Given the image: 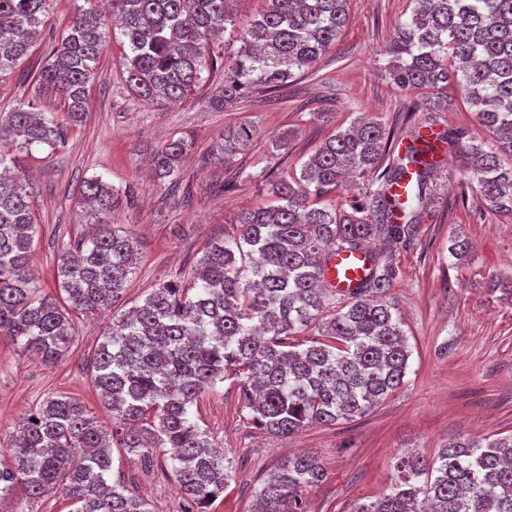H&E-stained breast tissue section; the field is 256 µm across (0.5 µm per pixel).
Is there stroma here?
<instances>
[{
	"mask_svg": "<svg viewBox=\"0 0 512 512\" xmlns=\"http://www.w3.org/2000/svg\"><path fill=\"white\" fill-rule=\"evenodd\" d=\"M84 5L85 0H55L43 39L0 82V110L22 102L43 112L61 110L57 98L39 92L35 79ZM413 9V0H349L336 43L312 67L279 91L256 90L224 109L211 108L206 88L177 106L140 101L125 84L121 47L107 45L88 85L86 123L69 129L56 150L43 146L17 155L16 168L27 175L33 199L38 231L31 264L44 294L58 296L60 256L89 229L77 192L93 176L130 195L111 221L140 244L136 274L111 312L75 317V342L58 365H44L0 337L1 442L51 394L100 410L90 368L113 316L142 303L161 281L191 280L205 244L230 232L243 210L267 203L270 181L299 176L318 145L336 131L361 117L377 120L390 132L395 155L404 153L406 131L414 127L487 141L488 131L457 90L401 89L390 81L385 49ZM238 125L250 127L252 139L227 163L212 149L225 130ZM185 135L192 146L179 182L158 181L146 166L152 150ZM281 136L288 145L279 151L273 142ZM468 170L465 152L440 144L418 235L396 252L400 275L388 298L411 350L399 389L356 421L313 425L290 438L270 436L244 418L235 384L203 392L193 419L223 443L235 469L211 512H250L265 475L304 451L313 452L327 472L323 483L306 490L307 512H353L356 503L387 492L400 455L429 461L449 442L512 433V302L495 288L498 281H512V211H491ZM460 236L471 247L458 259L449 247ZM170 466L161 453L144 463L119 448L111 480L144 497L152 512H184Z\"/></svg>",
	"mask_w": 512,
	"mask_h": 512,
	"instance_id": "35a3bbf8",
	"label": "stroma"
}]
</instances>
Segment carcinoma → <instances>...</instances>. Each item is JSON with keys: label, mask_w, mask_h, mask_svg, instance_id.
Segmentation results:
<instances>
[{"label": "carcinoma", "mask_w": 512, "mask_h": 512, "mask_svg": "<svg viewBox=\"0 0 512 512\" xmlns=\"http://www.w3.org/2000/svg\"><path fill=\"white\" fill-rule=\"evenodd\" d=\"M54 0H0V79L43 38ZM233 0H110L109 33L93 8L72 18L37 75L38 88L64 103V115L15 107L0 112V336L54 365L74 340L72 313L89 317L121 300L137 242L109 223L124 199L101 178L84 181L79 205L95 233L65 251L57 268L59 302L41 295L29 274L36 233L15 154L51 149L88 112L87 86L107 38L124 49L125 81L135 95L163 106L224 71L212 102L220 107L255 89L279 90L330 49L347 20L348 0H266L240 32L232 64L214 49L231 20ZM386 50L392 82L405 89L455 86L492 138L463 144L482 199L512 206V0H414ZM251 138L244 126L216 151L229 162ZM389 133L359 120L325 140L300 176L271 183L273 203L244 212L233 232L206 244L190 282L162 281L104 332L91 380L111 428L75 398L50 395L26 415L0 450V496L23 486L37 500L64 491L73 512H151L149 502L109 483L112 449L150 458L171 450L172 472L188 512H209L232 466L224 445L192 420L207 389L238 384L241 411L267 434L291 436L312 425L361 418L399 389L411 356L402 321L383 297L399 277L393 257L367 249L374 239L409 245L427 195L431 141L411 133L405 155L380 165ZM191 143L171 139L153 153L154 173L176 183ZM374 175L363 203L308 205L351 179ZM367 253L368 274L348 293L324 283L325 264L342 252ZM312 330L304 343L290 337ZM423 475L428 476L419 482ZM325 478L320 461L301 454L281 462L257 492V512H305L303 492ZM353 512H512V435L450 442L428 463L399 461L388 492Z\"/></svg>", "instance_id": "obj_1"}]
</instances>
